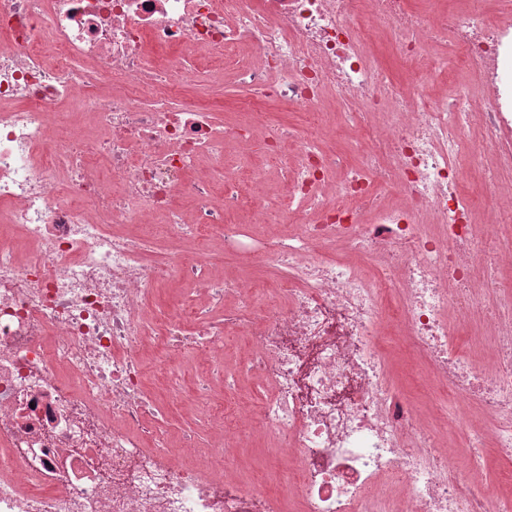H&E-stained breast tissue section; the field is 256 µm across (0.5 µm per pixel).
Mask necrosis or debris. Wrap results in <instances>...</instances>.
Segmentation results:
<instances>
[{"instance_id":"4bbe7bcc","label":"necrosis or debris","mask_w":512,"mask_h":512,"mask_svg":"<svg viewBox=\"0 0 512 512\" xmlns=\"http://www.w3.org/2000/svg\"><path fill=\"white\" fill-rule=\"evenodd\" d=\"M487 1L0 0V512H512L474 489L483 448L512 459V0L498 24ZM228 69L250 91L235 125L189 94ZM272 101L305 126L269 122ZM229 142L285 170L274 206ZM464 153L498 188L484 208ZM271 210L302 222L232 218ZM215 238L272 292L214 277ZM184 279L195 302L157 310ZM228 328L271 390L259 415L210 398ZM390 332L447 389L458 442L395 387ZM187 358L204 448L171 447L147 385L178 399ZM257 427L290 469L276 494L224 463Z\"/></svg>"}]
</instances>
